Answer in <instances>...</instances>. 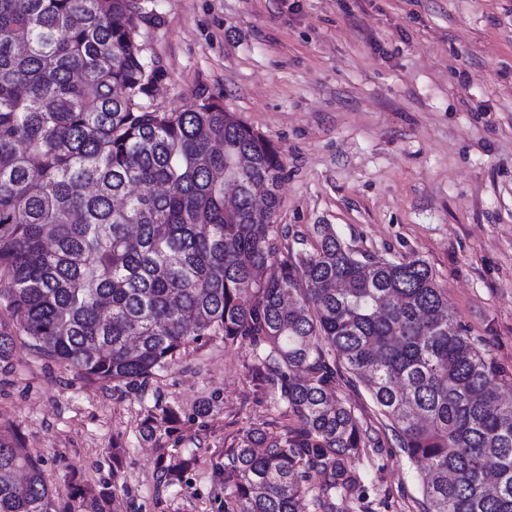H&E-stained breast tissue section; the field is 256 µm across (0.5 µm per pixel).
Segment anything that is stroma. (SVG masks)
I'll return each mask as SVG.
<instances>
[{
    "mask_svg": "<svg viewBox=\"0 0 512 512\" xmlns=\"http://www.w3.org/2000/svg\"><path fill=\"white\" fill-rule=\"evenodd\" d=\"M153 103L210 97L279 150V224L332 225L360 252L418 257L485 355L512 375V0H140ZM248 342L209 336L143 386L90 383L16 345L0 427L59 497L110 486L120 512H224V450L287 419ZM339 395L380 445L357 462L375 512H421L422 476L363 383ZM175 431L141 439L148 411ZM189 460L170 483L161 460Z\"/></svg>",
    "mask_w": 512,
    "mask_h": 512,
    "instance_id": "35a3bbf8",
    "label": "stroma"
}]
</instances>
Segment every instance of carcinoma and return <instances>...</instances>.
<instances>
[{
    "label": "carcinoma",
    "mask_w": 512,
    "mask_h": 512,
    "mask_svg": "<svg viewBox=\"0 0 512 512\" xmlns=\"http://www.w3.org/2000/svg\"><path fill=\"white\" fill-rule=\"evenodd\" d=\"M138 0H0V362L19 336L80 378L136 385L204 336L249 341L291 423L224 450V512H355L351 462L378 447L337 393L366 380L398 448L426 472L423 512H512V403L429 264L360 254L328 224L280 247L283 165L201 97L164 111ZM277 273L264 279L260 272ZM174 410L149 412L158 442ZM0 432V512H118Z\"/></svg>",
    "instance_id": "obj_1"
}]
</instances>
